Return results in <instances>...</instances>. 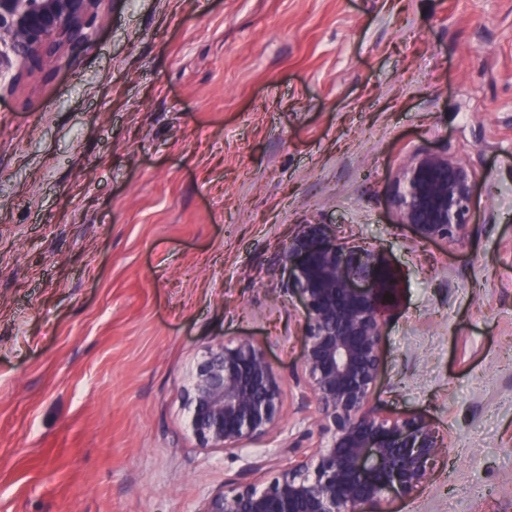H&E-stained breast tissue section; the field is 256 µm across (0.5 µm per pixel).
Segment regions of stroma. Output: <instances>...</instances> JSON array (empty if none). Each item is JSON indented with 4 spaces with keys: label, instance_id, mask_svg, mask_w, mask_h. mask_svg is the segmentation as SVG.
I'll return each instance as SVG.
<instances>
[{
    "label": "stroma",
    "instance_id": "stroma-1",
    "mask_svg": "<svg viewBox=\"0 0 512 512\" xmlns=\"http://www.w3.org/2000/svg\"><path fill=\"white\" fill-rule=\"evenodd\" d=\"M76 51L0 80V512H199L242 454L189 372L248 338L300 370V225L403 274L374 401L445 438L386 512H512V0H101ZM477 171L462 245L391 199L420 149ZM298 392L263 485L300 452Z\"/></svg>",
    "mask_w": 512,
    "mask_h": 512
}]
</instances>
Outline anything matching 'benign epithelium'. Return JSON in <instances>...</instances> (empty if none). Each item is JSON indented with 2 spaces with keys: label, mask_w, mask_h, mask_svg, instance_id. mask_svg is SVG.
<instances>
[{
  "label": "benign epithelium",
  "mask_w": 512,
  "mask_h": 512,
  "mask_svg": "<svg viewBox=\"0 0 512 512\" xmlns=\"http://www.w3.org/2000/svg\"><path fill=\"white\" fill-rule=\"evenodd\" d=\"M100 0H0V76L77 47L98 18ZM478 177L452 152L418 151L397 175L392 197L399 223L424 243H464ZM288 288L305 315L298 410L304 435H318L310 454L266 486L251 478L206 496L200 512H387L388 493L418 488L443 449L421 417L395 418L373 403L382 370L384 323L394 309L400 272L376 253L336 240L333 224H302L288 244ZM286 380L248 338L219 341L198 361L190 388L189 427L202 448L238 454L269 437Z\"/></svg>",
  "instance_id": "7a95c632"
}]
</instances>
